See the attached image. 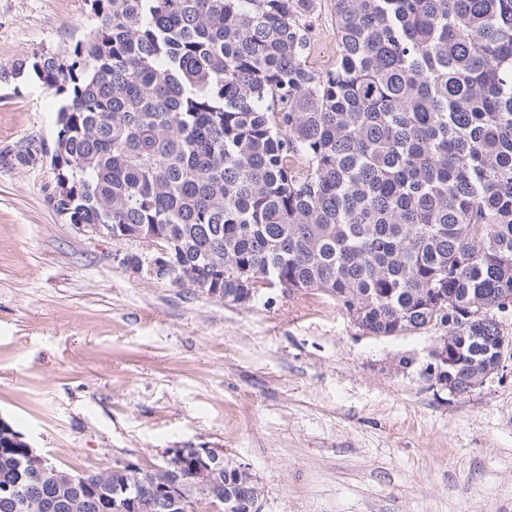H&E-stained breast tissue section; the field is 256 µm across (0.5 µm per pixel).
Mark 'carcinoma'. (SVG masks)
Masks as SVG:
<instances>
[{"instance_id": "cac0c4a2", "label": "carcinoma", "mask_w": 512, "mask_h": 512, "mask_svg": "<svg viewBox=\"0 0 512 512\" xmlns=\"http://www.w3.org/2000/svg\"><path fill=\"white\" fill-rule=\"evenodd\" d=\"M96 25L61 62L72 87L51 150L55 210L112 238L155 231L159 275L237 303L276 285L334 298L364 333L430 326L512 296V0H334L336 63L308 62L315 0H89ZM479 351L493 324L441 322ZM0 435V512H113L112 491L195 492L190 468L61 476ZM226 461L216 512L262 485Z\"/></svg>"}]
</instances>
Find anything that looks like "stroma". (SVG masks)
Here are the masks:
<instances>
[{
	"instance_id": "35a3bbf8",
	"label": "stroma",
	"mask_w": 512,
	"mask_h": 512,
	"mask_svg": "<svg viewBox=\"0 0 512 512\" xmlns=\"http://www.w3.org/2000/svg\"><path fill=\"white\" fill-rule=\"evenodd\" d=\"M309 25L332 65V0ZM93 27L87 0H0V418L73 474L222 448L260 512H512V358L453 397L429 376L442 327L369 336L317 290L227 303L132 274L123 255L154 245L57 214L67 97L14 64L70 58Z\"/></svg>"
}]
</instances>
